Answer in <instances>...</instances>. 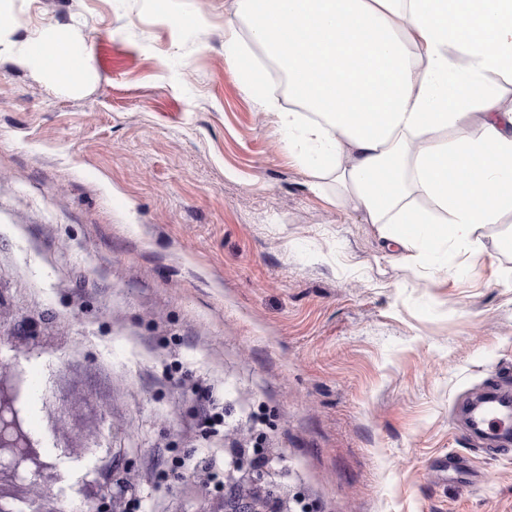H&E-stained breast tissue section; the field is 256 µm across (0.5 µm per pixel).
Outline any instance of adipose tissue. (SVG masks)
<instances>
[{"label":"adipose tissue","mask_w":512,"mask_h":512,"mask_svg":"<svg viewBox=\"0 0 512 512\" xmlns=\"http://www.w3.org/2000/svg\"><path fill=\"white\" fill-rule=\"evenodd\" d=\"M224 46L285 149L409 259L478 261L485 226L512 217V0H236ZM75 47L48 33L25 54L69 81ZM256 50L287 72L291 108H273Z\"/></svg>","instance_id":"adipose-tissue-1"}]
</instances>
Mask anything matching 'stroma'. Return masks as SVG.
Segmentation results:
<instances>
[{"label":"stroma","mask_w":512,"mask_h":512,"mask_svg":"<svg viewBox=\"0 0 512 512\" xmlns=\"http://www.w3.org/2000/svg\"><path fill=\"white\" fill-rule=\"evenodd\" d=\"M0 11V361L59 471L122 482L112 505L60 490L63 512H224L196 467L249 433L309 512H512V445L464 418L512 393V226L470 268L405 261L242 86L234 0ZM53 30L86 48L77 83L23 53ZM191 393L195 396L201 410L199 420L201 429L206 434H217L219 431L217 427H224V413L217 411L212 391L209 388L196 385L192 387Z\"/></svg>","instance_id":"1"}]
</instances>
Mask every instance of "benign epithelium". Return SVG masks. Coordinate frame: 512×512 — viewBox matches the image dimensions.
Instances as JSON below:
<instances>
[{
	"mask_svg": "<svg viewBox=\"0 0 512 512\" xmlns=\"http://www.w3.org/2000/svg\"><path fill=\"white\" fill-rule=\"evenodd\" d=\"M22 379L11 367L0 370V512H15V506L34 498L38 512H59L54 485L57 467L27 429L21 407ZM237 481L241 488L265 480V475L246 467L224 470V483ZM230 512H265L262 503L239 495Z\"/></svg>",
	"mask_w": 512,
	"mask_h": 512,
	"instance_id": "obj_1",
	"label": "benign epithelium"
}]
</instances>
